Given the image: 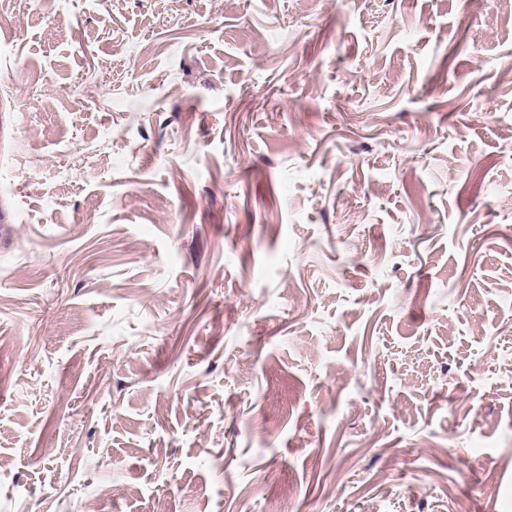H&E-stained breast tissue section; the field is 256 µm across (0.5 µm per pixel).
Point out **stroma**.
Returning <instances> with one entry per match:
<instances>
[{
	"label": "stroma",
	"instance_id": "stroma-1",
	"mask_svg": "<svg viewBox=\"0 0 512 512\" xmlns=\"http://www.w3.org/2000/svg\"><path fill=\"white\" fill-rule=\"evenodd\" d=\"M0 512H512V0H0Z\"/></svg>",
	"mask_w": 512,
	"mask_h": 512
}]
</instances>
